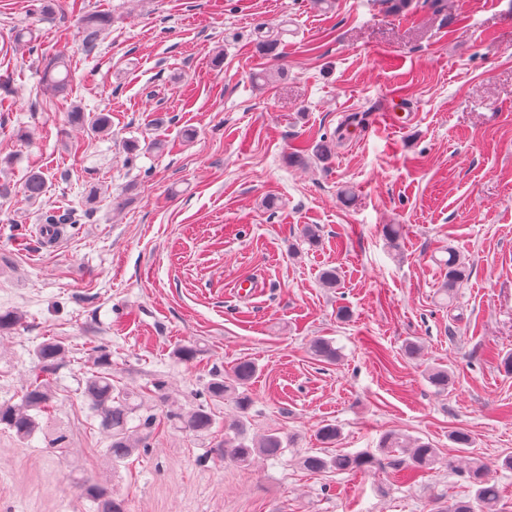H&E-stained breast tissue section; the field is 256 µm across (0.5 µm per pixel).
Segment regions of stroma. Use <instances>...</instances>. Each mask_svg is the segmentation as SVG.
<instances>
[{
	"mask_svg": "<svg viewBox=\"0 0 512 512\" xmlns=\"http://www.w3.org/2000/svg\"><path fill=\"white\" fill-rule=\"evenodd\" d=\"M71 2L0 0V309L20 316L0 335V401L19 402L35 348L60 341L41 422L66 437L53 452L0 429V512H96L75 483L86 471L130 512H433L442 495L473 499L463 453L492 465L512 512V470L496 466L512 456V0H83L113 17L90 55ZM25 28L33 42L17 41ZM60 52L62 94L40 74ZM78 102L109 113L110 137L68 124ZM305 140L328 153L290 163ZM33 170L48 181L37 200L22 192ZM67 210L74 223L44 245L45 215ZM387 224L403 227L397 245ZM452 248L471 274L450 301ZM328 267L338 287L321 284ZM317 336L336 364L311 356ZM188 343L191 364L173 354ZM101 347L113 383L167 380L161 416L254 360L251 430L281 431L285 454L239 468L167 426L112 469L80 390ZM432 367L452 372L447 392ZM328 423L336 452H376L395 430L440 462L411 481L309 474L299 459Z\"/></svg>",
	"mask_w": 512,
	"mask_h": 512,
	"instance_id": "35a3bbf8",
	"label": "stroma"
}]
</instances>
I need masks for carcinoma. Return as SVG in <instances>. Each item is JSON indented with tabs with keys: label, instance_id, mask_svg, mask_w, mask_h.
<instances>
[{
	"label": "carcinoma",
	"instance_id": "carcinoma-1",
	"mask_svg": "<svg viewBox=\"0 0 512 512\" xmlns=\"http://www.w3.org/2000/svg\"><path fill=\"white\" fill-rule=\"evenodd\" d=\"M76 20L81 29L83 46L92 53L98 45L102 29L109 17L91 14L80 7L76 9ZM43 79L50 86L64 92L69 83V66L65 58L55 55L42 59ZM70 122L87 124L99 133L107 132L112 125L109 114L97 112L89 117L80 106L69 112ZM24 192L31 199H37L47 192V181L41 173L31 172L26 178ZM448 281L446 293L453 296L456 288L468 280L471 269L466 261L453 249L448 248ZM311 355L318 361L332 364L339 358L333 342L324 337L314 338L309 345ZM64 354V348L55 340L42 342L35 349L39 374L24 390L17 404L0 402V426L14 433L22 443L29 441L44 431L39 417L50 413L53 401L52 376L56 374ZM96 371L85 378L81 387L83 400L99 418V425L105 431L110 443L104 454L117 468L140 449L147 447L148 439L160 425V419L152 412L139 413L140 406L132 403L141 395H147L157 404L167 401L166 382L157 378L143 393L127 391L112 384V354L99 350L94 357ZM258 371L257 364L249 359L237 362L227 374L216 372L205 386L204 401L180 413H169L167 418L175 421L178 427L195 435H208L213 431L217 420L211 405L225 398L234 400L236 416L224 422V438L215 443L212 454L226 463L246 467L252 459L261 456L278 459L288 448V438L277 430H267L249 435L248 421L254 406L250 385ZM427 381L438 391L448 389L452 382L451 373L443 368H432L426 372ZM340 437L339 429L333 424H325L316 431V440L321 447L301 457L302 468L312 474L356 473L365 471L381 459L369 453L331 454L327 449L335 446ZM379 451L386 457L393 474L409 479L439 462L438 449L419 439H412L399 432L385 434L379 444ZM467 474L475 489L474 501L450 500L437 508V512H499L501 490L491 476L488 464L480 460L467 462ZM82 495L96 504L97 512H126L124 500L112 489L100 482L93 474L85 473L77 481Z\"/></svg>",
	"mask_w": 512,
	"mask_h": 512
}]
</instances>
